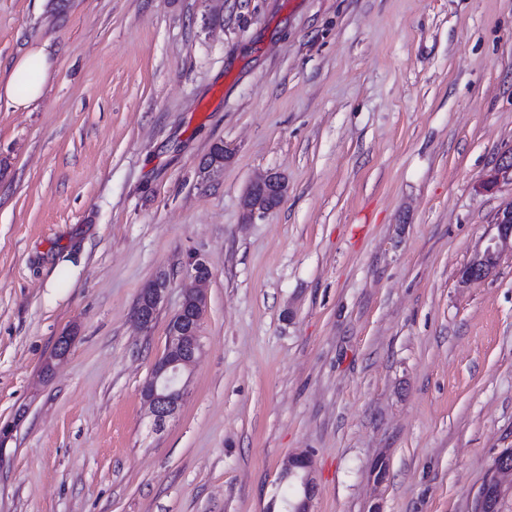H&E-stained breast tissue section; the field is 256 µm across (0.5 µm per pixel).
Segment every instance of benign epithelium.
<instances>
[{
  "instance_id": "benign-epithelium-1",
  "label": "benign epithelium",
  "mask_w": 512,
  "mask_h": 512,
  "mask_svg": "<svg viewBox=\"0 0 512 512\" xmlns=\"http://www.w3.org/2000/svg\"><path fill=\"white\" fill-rule=\"evenodd\" d=\"M504 180L512 181V150L502 153L497 166L484 182V188L491 189ZM285 191L286 184L280 175L267 174L249 185L245 194L246 210L251 216L266 213L275 208V203L284 197ZM495 224L497 235L489 240L485 248L475 251L463 271L464 280H484L497 266L502 253L512 251V203L499 210ZM186 276L197 287L186 292L171 320L166 351L155 362L150 377L141 389L142 400L157 430L163 429L178 414L186 391L185 373L203 353L199 329L206 309V294L200 285L210 279L211 270L204 261L195 260L188 264ZM167 287V276L161 274L143 288L139 296L140 310L136 315L141 326L147 327L152 323ZM282 472L298 485L297 495L289 504L290 512H311L315 485L311 476L310 456L306 453L291 455ZM494 497L491 485L483 483L477 494L474 512H493L496 509Z\"/></svg>"
}]
</instances>
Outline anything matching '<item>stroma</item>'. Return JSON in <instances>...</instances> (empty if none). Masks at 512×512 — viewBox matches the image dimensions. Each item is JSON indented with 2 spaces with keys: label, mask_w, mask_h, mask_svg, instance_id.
<instances>
[{
  "label": "stroma",
  "mask_w": 512,
  "mask_h": 512,
  "mask_svg": "<svg viewBox=\"0 0 512 512\" xmlns=\"http://www.w3.org/2000/svg\"><path fill=\"white\" fill-rule=\"evenodd\" d=\"M33 44L43 99L0 101V512H267L304 451L311 512H474L512 448V254L462 278L512 203L482 187L512 0H0V72ZM194 257L204 354L157 431L141 388ZM285 191V181L276 173L267 174L252 182L244 197L248 215L253 216L274 209L277 207V200L283 199ZM167 287V276L160 274L154 281L143 288L139 296L140 310L136 315V319L141 326L148 327L152 323L163 301Z\"/></svg>",
  "instance_id": "stroma-1"
}]
</instances>
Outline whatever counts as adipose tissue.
Returning <instances> with one entry per match:
<instances>
[{
  "mask_svg": "<svg viewBox=\"0 0 512 512\" xmlns=\"http://www.w3.org/2000/svg\"><path fill=\"white\" fill-rule=\"evenodd\" d=\"M53 63L44 47L28 48L12 64L7 78L0 79V99L24 111L42 99Z\"/></svg>",
  "mask_w": 512,
  "mask_h": 512,
  "instance_id": "obj_1",
  "label": "adipose tissue"
}]
</instances>
